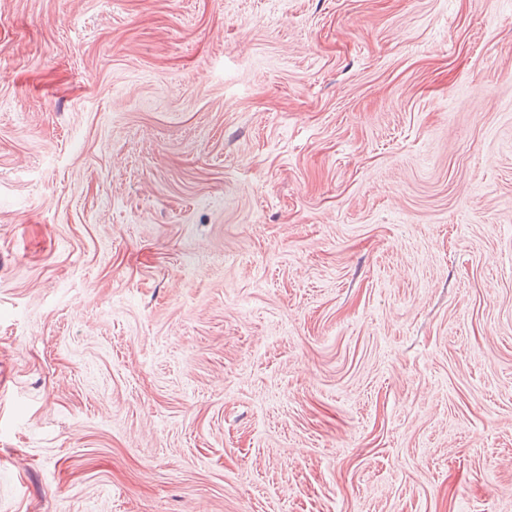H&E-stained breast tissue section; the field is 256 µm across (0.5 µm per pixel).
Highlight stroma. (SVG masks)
<instances>
[{
	"label": "stroma",
	"mask_w": 512,
	"mask_h": 512,
	"mask_svg": "<svg viewBox=\"0 0 512 512\" xmlns=\"http://www.w3.org/2000/svg\"><path fill=\"white\" fill-rule=\"evenodd\" d=\"M0 512H512V0H0Z\"/></svg>",
	"instance_id": "stroma-1"
}]
</instances>
